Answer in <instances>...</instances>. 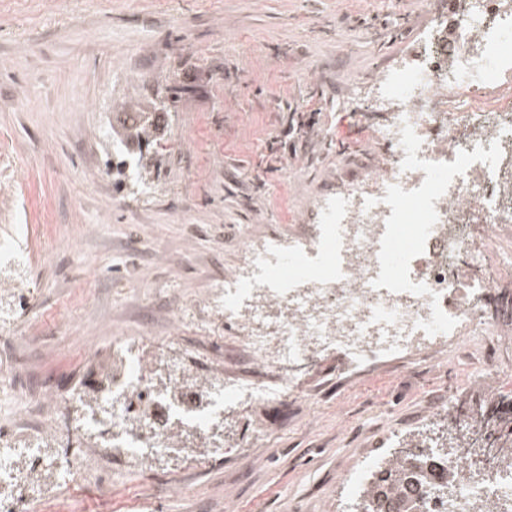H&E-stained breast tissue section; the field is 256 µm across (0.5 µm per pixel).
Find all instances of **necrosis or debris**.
I'll return each instance as SVG.
<instances>
[{"mask_svg":"<svg viewBox=\"0 0 512 512\" xmlns=\"http://www.w3.org/2000/svg\"><path fill=\"white\" fill-rule=\"evenodd\" d=\"M512 0H461L454 17L433 15L415 56L373 78V101L390 119L377 140L386 159L358 184L313 207L319 231L305 242L270 235L247 246L205 304L236 333L238 349L265 377L228 373L223 387L182 388L172 366L166 394L151 383L137 346L111 358L100 397L111 400L112 437L84 451L97 466L113 452L137 455L169 445V423L208 430L217 406L254 405L289 392L279 366L336 350L360 373L453 341L483 326L481 302L499 277L512 239ZM489 228L474 241L470 227ZM405 244L394 266L388 254ZM137 394V406L128 397ZM440 475L420 486L414 512H512V466H478L462 454L431 451ZM387 457L366 460L339 481L350 496L336 512H358L360 497ZM58 464L0 434V512H41L37 498L16 500L36 473Z\"/></svg>","mask_w":512,"mask_h":512,"instance_id":"4bbe7bcc","label":"necrosis or debris"}]
</instances>
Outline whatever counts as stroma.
I'll use <instances>...</instances> for the list:
<instances>
[{
    "label": "stroma",
    "mask_w": 512,
    "mask_h": 512,
    "mask_svg": "<svg viewBox=\"0 0 512 512\" xmlns=\"http://www.w3.org/2000/svg\"><path fill=\"white\" fill-rule=\"evenodd\" d=\"M457 2L0 0V242L30 251L0 299V430L78 459L105 433L76 416L127 339L222 384L233 332L201 299L241 265L244 233L307 232L309 204L379 166L387 113L345 103ZM124 107L169 113L143 180L112 154ZM487 307L497 331L482 341L355 376L324 352L282 371L287 397L230 411L209 438L113 457L105 485L62 476L45 512H336L339 473L386 435L448 448L449 403L512 395V281ZM18 389L33 400L21 421ZM51 397L70 405L60 438L41 432Z\"/></svg>",
    "instance_id": "stroma-1"
}]
</instances>
